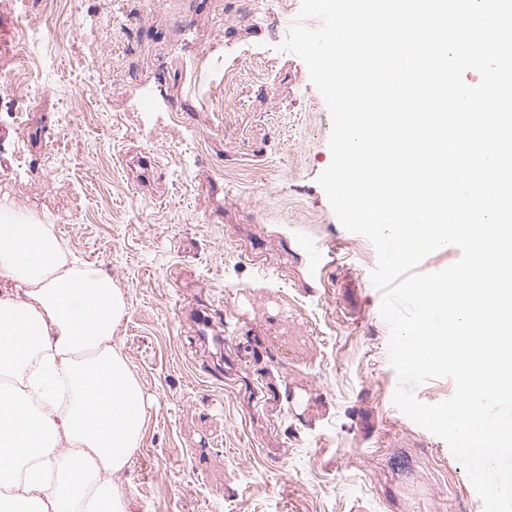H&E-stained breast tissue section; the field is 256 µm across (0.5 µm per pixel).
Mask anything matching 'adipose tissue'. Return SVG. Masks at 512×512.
Returning a JSON list of instances; mask_svg holds the SVG:
<instances>
[{
  "label": "adipose tissue",
  "mask_w": 512,
  "mask_h": 512,
  "mask_svg": "<svg viewBox=\"0 0 512 512\" xmlns=\"http://www.w3.org/2000/svg\"><path fill=\"white\" fill-rule=\"evenodd\" d=\"M0 503L8 512H125L112 474L141 439L148 402L112 335L111 278L67 262L50 225L0 202Z\"/></svg>",
  "instance_id": "ef3b65f1"
}]
</instances>
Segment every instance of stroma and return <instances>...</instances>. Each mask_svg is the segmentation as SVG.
Returning <instances> with one entry per match:
<instances>
[{
    "label": "stroma",
    "instance_id": "35a3bbf8",
    "mask_svg": "<svg viewBox=\"0 0 512 512\" xmlns=\"http://www.w3.org/2000/svg\"><path fill=\"white\" fill-rule=\"evenodd\" d=\"M100 2L0 0V198L124 297L112 343L151 403L113 478L126 512H483L447 443L392 409L377 253L317 182L331 114L281 48L301 0H119L121 26Z\"/></svg>",
    "mask_w": 512,
    "mask_h": 512
}]
</instances>
